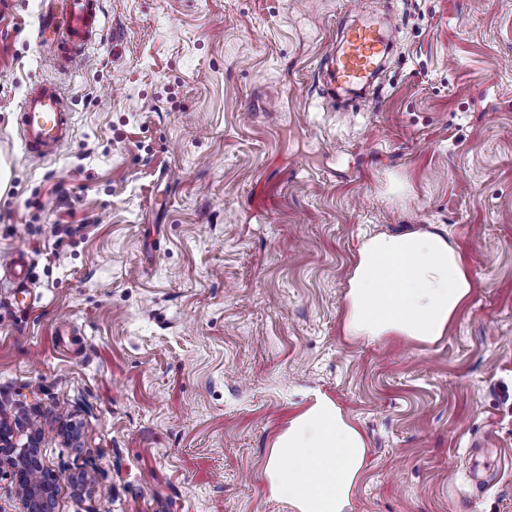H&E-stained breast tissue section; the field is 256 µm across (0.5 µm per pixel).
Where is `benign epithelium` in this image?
I'll return each mask as SVG.
<instances>
[{
	"mask_svg": "<svg viewBox=\"0 0 512 512\" xmlns=\"http://www.w3.org/2000/svg\"><path fill=\"white\" fill-rule=\"evenodd\" d=\"M12 428L0 420V468L13 471L16 491L20 492L23 512H53L54 476L44 475L38 480L31 473L38 467L36 441H30L28 449L17 454Z\"/></svg>",
	"mask_w": 512,
	"mask_h": 512,
	"instance_id": "1",
	"label": "benign epithelium"
}]
</instances>
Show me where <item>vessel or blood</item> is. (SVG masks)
Masks as SVG:
<instances>
[{"mask_svg":"<svg viewBox=\"0 0 512 512\" xmlns=\"http://www.w3.org/2000/svg\"><path fill=\"white\" fill-rule=\"evenodd\" d=\"M100 0H40L36 42L55 69L76 72L87 47L102 31ZM387 50L385 37L369 26L343 30L330 53V80L354 90L369 82L379 57ZM72 134V110L60 83L38 78L30 82L19 118L25 153L37 160L55 157Z\"/></svg>","mask_w":512,"mask_h":512,"instance_id":"vessel-or-blood-1","label":"vessel or blood"}]
</instances>
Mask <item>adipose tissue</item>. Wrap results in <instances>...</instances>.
I'll use <instances>...</instances> for the list:
<instances>
[{
	"mask_svg": "<svg viewBox=\"0 0 512 512\" xmlns=\"http://www.w3.org/2000/svg\"><path fill=\"white\" fill-rule=\"evenodd\" d=\"M473 287L460 252L442 234L375 235L361 245L348 279L345 332L435 342ZM367 458L359 429L336 402L319 396L278 435L263 477L296 512H346Z\"/></svg>",
	"mask_w": 512,
	"mask_h": 512,
	"instance_id": "ef3b65f1",
	"label": "adipose tissue"
}]
</instances>
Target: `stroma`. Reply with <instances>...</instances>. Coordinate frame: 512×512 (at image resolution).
Returning <instances> with one entry per match:
<instances>
[{"label": "stroma", "instance_id": "obj_1", "mask_svg": "<svg viewBox=\"0 0 512 512\" xmlns=\"http://www.w3.org/2000/svg\"><path fill=\"white\" fill-rule=\"evenodd\" d=\"M102 2L33 161L20 107L55 73L39 0H0V417L41 427L54 512H295L263 469L319 396L369 448L347 512H512V0ZM373 14L382 75L330 92ZM402 229L447 231L473 293L435 343L350 338L358 250ZM72 134V110L60 83L37 78L30 82L19 118L25 153L37 160L55 157Z\"/></svg>", "mask_w": 512, "mask_h": 512}]
</instances>
